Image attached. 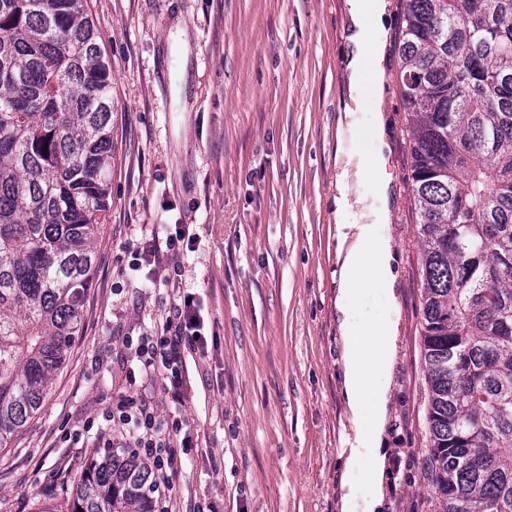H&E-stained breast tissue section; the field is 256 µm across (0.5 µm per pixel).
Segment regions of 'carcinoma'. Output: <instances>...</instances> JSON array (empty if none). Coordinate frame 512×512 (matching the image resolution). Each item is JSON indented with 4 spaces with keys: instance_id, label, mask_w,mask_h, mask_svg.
Masks as SVG:
<instances>
[{
    "instance_id": "carcinoma-1",
    "label": "carcinoma",
    "mask_w": 512,
    "mask_h": 512,
    "mask_svg": "<svg viewBox=\"0 0 512 512\" xmlns=\"http://www.w3.org/2000/svg\"><path fill=\"white\" fill-rule=\"evenodd\" d=\"M426 479L437 512H512V0H403ZM88 0H0V449L80 334L112 177V75ZM108 451L68 512H153Z\"/></svg>"
}]
</instances>
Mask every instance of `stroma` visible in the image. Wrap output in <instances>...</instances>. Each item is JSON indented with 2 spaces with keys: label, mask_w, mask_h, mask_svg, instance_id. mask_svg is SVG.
I'll return each instance as SVG.
<instances>
[{
  "label": "stroma",
  "mask_w": 512,
  "mask_h": 512,
  "mask_svg": "<svg viewBox=\"0 0 512 512\" xmlns=\"http://www.w3.org/2000/svg\"><path fill=\"white\" fill-rule=\"evenodd\" d=\"M381 107L349 81L350 0H89L112 68L111 202L98 268L42 411L0 451V512L67 499L94 451L129 435L105 420L121 397L188 419L171 512H341L345 437L336 226L388 211L397 324L380 512H435L421 352L420 243L398 74L403 5L386 0ZM189 43L180 59L171 35ZM382 122L388 197L354 184L336 205L341 120ZM188 228L155 266L138 248ZM192 295L206 353L181 349L183 407L141 374L126 338L150 336Z\"/></svg>",
  "instance_id": "1"
}]
</instances>
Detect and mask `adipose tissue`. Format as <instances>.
I'll use <instances>...</instances> for the list:
<instances>
[{
    "mask_svg": "<svg viewBox=\"0 0 512 512\" xmlns=\"http://www.w3.org/2000/svg\"><path fill=\"white\" fill-rule=\"evenodd\" d=\"M352 5L356 30L349 38L353 46L349 79L354 85L367 82L369 93L376 97L382 92L384 73L374 64L379 51L369 39V30L381 27L385 8L380 4L367 7L364 0H352ZM346 140L351 149L345 152L336 179V204L341 209L347 204L352 180L371 181L382 196L390 186L384 173L381 127L367 131L347 129ZM387 220V212L382 211L376 223L338 227L341 268L336 304L340 314L343 392L358 442L345 462L341 478L342 512H351L357 493H364L367 512H376L384 496L382 434L388 413L397 326L388 315L360 320L355 311L369 292L381 291L389 301L394 298L391 242L380 230ZM357 468L364 476L359 486L351 478Z\"/></svg>",
    "mask_w": 512,
    "mask_h": 512,
    "instance_id": "1",
    "label": "adipose tissue"
}]
</instances>
